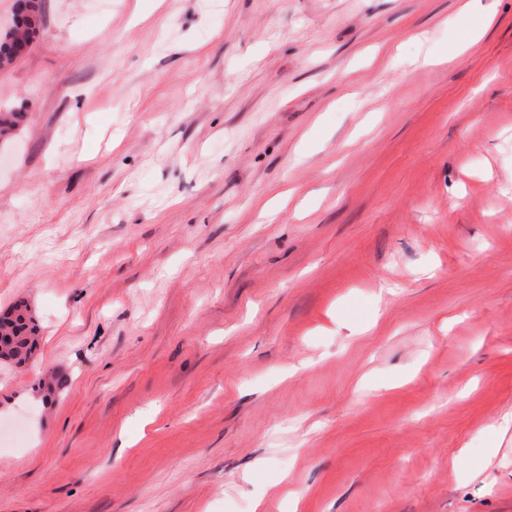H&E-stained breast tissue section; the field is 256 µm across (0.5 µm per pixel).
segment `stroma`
<instances>
[{"label": "stroma", "instance_id": "1", "mask_svg": "<svg viewBox=\"0 0 512 512\" xmlns=\"http://www.w3.org/2000/svg\"><path fill=\"white\" fill-rule=\"evenodd\" d=\"M41 13L0 69V310L40 326L0 512H512V0Z\"/></svg>", "mask_w": 512, "mask_h": 512}]
</instances>
